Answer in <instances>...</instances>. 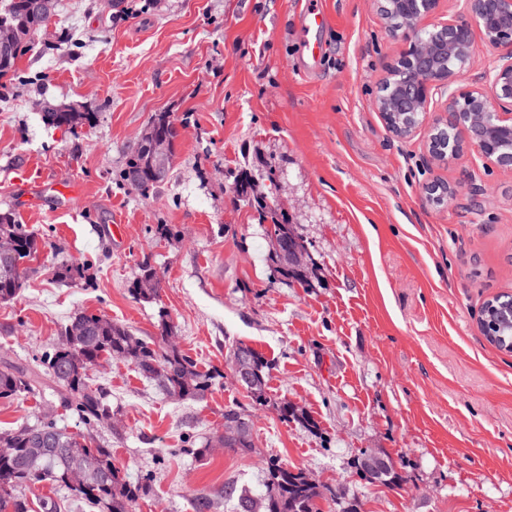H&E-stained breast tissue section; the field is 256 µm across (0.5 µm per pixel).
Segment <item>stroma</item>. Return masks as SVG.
<instances>
[{
	"label": "stroma",
	"mask_w": 512,
	"mask_h": 512,
	"mask_svg": "<svg viewBox=\"0 0 512 512\" xmlns=\"http://www.w3.org/2000/svg\"><path fill=\"white\" fill-rule=\"evenodd\" d=\"M320 2L312 67L298 0H56L0 79V210L49 243L0 303V369L37 371L87 312L146 340L168 320L181 351L222 372L203 399L177 402L126 362L91 370L112 408L94 436L130 481L153 475L136 512H241L238 494L260 497L272 458L318 482L322 512H512V353L477 326L486 300L512 293V172L438 166L421 137L396 139L374 101L402 35L375 0ZM60 105L95 113L94 126L47 125ZM159 112L180 137L143 197L119 175ZM244 174L295 224L309 286L267 261L271 219L239 200ZM437 179L460 187L449 207L425 197ZM65 263L85 279L61 278ZM145 263L162 279L156 303L128 292ZM239 343L268 363L269 405L236 379ZM281 401L314 427L280 419ZM230 408L252 421L253 450L196 456ZM46 414L84 429L60 388L0 399V429ZM367 449L400 486L357 472Z\"/></svg>",
	"instance_id": "1"
}]
</instances>
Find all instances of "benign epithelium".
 Here are the masks:
<instances>
[{"label":"benign epithelium","mask_w":512,"mask_h":512,"mask_svg":"<svg viewBox=\"0 0 512 512\" xmlns=\"http://www.w3.org/2000/svg\"><path fill=\"white\" fill-rule=\"evenodd\" d=\"M441 0H377L386 28L402 31L408 45L391 63L377 85L375 107L399 139L423 134L430 161L446 164L480 160L485 167L512 171V0H463L469 19L450 18L431 24ZM485 42L505 48L491 64L478 70L474 57V28ZM442 110L433 113L427 129L419 115L430 111L435 96ZM150 173L168 171L169 145L154 138L144 145ZM427 201L449 204L459 186L436 181L425 186ZM251 433L250 422L231 416L219 435L227 445ZM366 476L386 470L384 457L366 452L357 460Z\"/></svg>","instance_id":"benign-epithelium-1"}]
</instances>
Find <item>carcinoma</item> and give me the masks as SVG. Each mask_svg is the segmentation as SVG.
I'll use <instances>...</instances> for the list:
<instances>
[{"instance_id":"1","label":"carcinoma","mask_w":512,"mask_h":512,"mask_svg":"<svg viewBox=\"0 0 512 512\" xmlns=\"http://www.w3.org/2000/svg\"><path fill=\"white\" fill-rule=\"evenodd\" d=\"M53 16V0H0V27L7 26L15 33V43L10 55L0 60V77L14 71L19 56L30 47L31 35L47 26ZM45 120L56 126L93 125L95 113L79 112L70 106L45 112ZM164 137L170 144V157H175V143L179 129L170 115L161 112L154 116L139 139L147 141ZM122 181L128 189L141 195L154 190L158 182L145 171V153L142 144L135 143L125 168ZM237 196L260 212L268 209L263 197L254 194L253 182L243 175L237 182ZM272 224L266 230L269 240L268 260L279 256L283 244L300 254V258L288 264L282 276L300 285H306L312 269L305 257V246L295 225L286 218H278L270 211ZM0 235L15 238L19 248L13 258L14 278L0 281V303L17 298L26 285L27 262L47 246L38 240L26 225L19 222L10 210L0 212ZM134 299L156 302L160 299L161 277L157 270L145 263L130 288ZM74 320L85 325L86 335L71 336L68 343L55 347L43 360L44 374L65 392V401L88 426H104L112 423V411L104 403L101 390L94 387L89 377L92 367L102 358L124 361L137 369L145 378L172 400H199L204 398L215 380L216 371H202L197 363L177 348L166 344L171 333L167 322L161 323L158 341H146L112 319L99 314L81 313ZM246 352L252 367L251 382L245 390L259 404L268 403V363L252 348L240 344L234 353ZM39 384V377L0 370V398L32 393ZM280 417L312 427L314 421L304 413L280 403ZM19 450L15 461H0V512H27L26 501L18 495L22 488L51 483L67 492L81 505L97 512H136L144 485L132 483L112 461V450L99 443L93 436L70 433L57 426L55 421L43 420L37 425H24L0 431V443ZM95 458L100 472L89 478L80 488H73L66 480V472L79 462ZM265 493L261 499L262 512H320L317 499L320 492L302 481L300 474L293 473L279 460L272 458L264 469Z\"/></svg>"}]
</instances>
